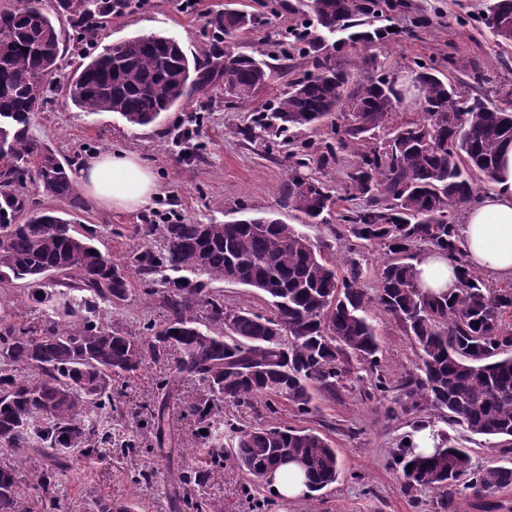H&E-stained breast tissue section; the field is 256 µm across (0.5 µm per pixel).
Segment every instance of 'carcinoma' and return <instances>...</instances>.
<instances>
[{"label":"carcinoma","instance_id":"carcinoma-1","mask_svg":"<svg viewBox=\"0 0 512 512\" xmlns=\"http://www.w3.org/2000/svg\"><path fill=\"white\" fill-rule=\"evenodd\" d=\"M14 2L0 7V288H18L25 301L45 309L47 323L35 336L0 321V449L17 456L36 490L31 504L20 507L18 471L0 468V512H56V488L73 465L97 459L102 446L134 452L133 441L112 440V381L168 358L175 347L181 353L177 375L199 385L185 411L206 430L200 438L211 463L228 462L259 478L288 456L300 461L309 491L336 482V449L325 437L285 425L240 426L224 419L223 403L253 408L260 397L283 399L308 415L315 396L336 394L344 358L353 355L369 371L379 370L380 345L367 316L371 303L402 323L416 356V373L401 385L393 388L377 376L376 395L391 403V413L427 403L447 424L512 438V328L504 319L512 311V287H495L465 267L457 224V209L475 200L484 181H494L499 146L512 140L511 108L423 67L416 74L422 118L390 127L403 100L388 78L354 79L309 32L303 53L312 69L257 126L282 134L351 117L336 126V142L355 156L347 199L364 204L333 211L342 197L325 171L337 161L329 144L317 163L321 175L308 176L309 188L301 189L300 169L308 163L300 157L285 194L294 211L323 222L334 212L352 237L383 251L373 293L361 287L358 265L339 276L325 245L311 241L300 225L267 216L231 224L181 217L142 224L126 261L116 263L95 244L88 225L40 208L19 191L30 182L42 195L82 208L68 168L55 165L54 153L35 135V117L59 69L62 30L53 16L66 14L79 42L112 14V0H57L51 9L47 0ZM307 8L306 27L348 32L334 52L366 49L389 36L352 24L379 11L380 0H307ZM491 14L512 21V0H488L478 23L489 26ZM252 20L236 11L209 18L214 67L208 70L161 34L88 52L70 98L89 115L117 113L134 128L154 124L217 80L230 102H250L272 67L255 50H223L221 43ZM384 129L386 139L374 142ZM422 243L462 267L455 291L425 293L415 282L414 248ZM133 274L162 313L161 322L138 334L118 319L134 295ZM230 276L264 295L269 310L225 308L212 284ZM437 436L430 455H414L407 445L397 454L406 488L479 498L512 485V468L474 469L445 430ZM180 482L182 512H224L201 493L202 472H187Z\"/></svg>","mask_w":512,"mask_h":512}]
</instances>
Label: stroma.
Wrapping results in <instances>:
<instances>
[{
    "mask_svg": "<svg viewBox=\"0 0 512 512\" xmlns=\"http://www.w3.org/2000/svg\"><path fill=\"white\" fill-rule=\"evenodd\" d=\"M406 13L383 11L366 17L370 27H391L394 38L372 49L371 59H362L351 48L337 53L336 61L357 78L380 73L389 75L414 69L423 62L447 71L449 59L459 68L455 81L469 82L473 72L485 80L479 90L495 104L506 97L503 83L512 81V45L498 47L487 29L471 24L481 14L486 0H410ZM303 0H200L196 13L180 10L179 0H133L122 12L113 13L98 31L96 46H104L137 34L160 33L175 38L187 54L198 52L211 38L206 21L211 14L245 10L255 21L237 32L226 44L264 53L273 68L271 78L254 103L239 106L224 97L222 84L197 93L183 106L166 112L156 125L133 128L118 114L95 116L80 112L71 102L66 85L80 62L76 34L66 17L57 24L63 33L60 68L37 118L35 132L57 158L71 165L102 152L118 148L137 152L154 170L159 197L153 208L127 212L99 206L85 199L83 208L74 210V219L91 226L98 240L123 262L136 225L149 224L156 211L172 209L198 224L227 223L247 216H271L286 224L303 222L289 208L283 188L293 166L295 144L310 146L318 156L324 145L335 143L331 126L292 130L290 135L254 129V116L287 91L290 82L310 67L297 44L279 46L285 29L299 26ZM253 128L252 137L243 129ZM306 232L312 240L326 243L327 254L339 267L357 264L361 284L372 289L383 262L379 247L361 246L349 238L343 224H310ZM32 331H41L44 311L24 302L17 289L0 291V316ZM368 318L374 325L381 349L384 374L392 384L414 371L412 342L401 323L377 306H369ZM173 361L149 363L133 378L114 383L112 388V434L122 439L135 435L136 452L116 456L102 449L90 465L63 476L57 490L63 512H97L98 502H122L133 498L137 512H177L180 492L176 475L184 469L202 468L196 450L192 417L178 405H171L161 423H154L151 411L159 406L157 384L169 377ZM352 371L336 395L316 398L311 414L300 415L286 401L272 400L260 413L225 403L224 415L240 424L288 425L314 430L335 448L339 460L337 481L321 491L293 501H282L269 484L253 480L244 472L227 466L205 469V489L220 502L224 512H485V502L497 504V512H512V486L483 500L455 497L451 508H443L442 491L417 487L404 489L393 457L401 441L417 425L438 421L429 405L397 416L388 414L386 403L376 397L374 378L359 371L356 359H349ZM132 411L142 412L140 422L129 421ZM452 444L468 449L474 468L512 467V441L478 436L460 426L447 428ZM151 473V480L133 483L136 472Z\"/></svg>",
    "mask_w": 512,
    "mask_h": 512,
    "instance_id": "obj_1",
    "label": "stroma"
}]
</instances>
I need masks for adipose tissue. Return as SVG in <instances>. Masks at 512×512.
Listing matches in <instances>:
<instances>
[{"mask_svg": "<svg viewBox=\"0 0 512 512\" xmlns=\"http://www.w3.org/2000/svg\"><path fill=\"white\" fill-rule=\"evenodd\" d=\"M74 179L86 194L107 208L137 211L152 205L158 186L151 168L135 154L117 150L94 156L76 168ZM496 189L469 205L460 225L465 265L512 280V144L500 153ZM460 265L437 251L414 262L421 288L439 294L452 290Z\"/></svg>", "mask_w": 512, "mask_h": 512, "instance_id": "ef3b65f1", "label": "adipose tissue"}]
</instances>
